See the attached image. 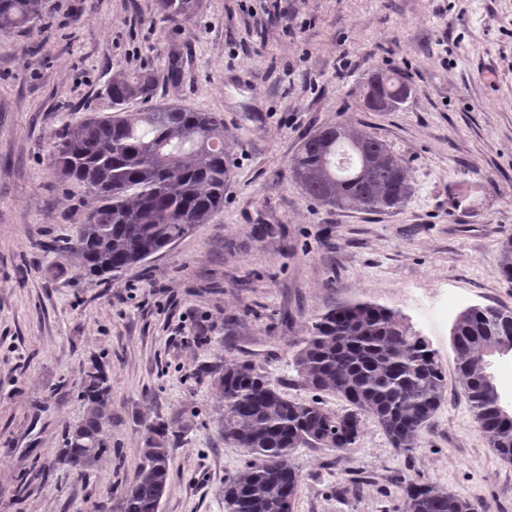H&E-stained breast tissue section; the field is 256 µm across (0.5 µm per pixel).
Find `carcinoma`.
Returning a JSON list of instances; mask_svg holds the SVG:
<instances>
[{
  "instance_id": "carcinoma-1",
  "label": "carcinoma",
  "mask_w": 512,
  "mask_h": 512,
  "mask_svg": "<svg viewBox=\"0 0 512 512\" xmlns=\"http://www.w3.org/2000/svg\"><path fill=\"white\" fill-rule=\"evenodd\" d=\"M176 21L198 0H156ZM41 0H0V31L35 21ZM159 76L120 74L111 79L112 113L89 116L62 133L52 152L61 178L93 187L97 200L63 248L80 259L85 274L102 278L146 261L208 224L224 207L231 160L224 149V116L178 104L131 110L154 97ZM367 107L398 108L408 84L377 71L364 82ZM293 179L313 200L339 210L386 212L413 193L404 162L384 141L349 125H327L307 136L292 159ZM457 370L482 431L498 455L512 461V420L488 375L482 354L512 352V309L469 306L453 326ZM293 365L313 391L333 394L348 408L326 410L318 399L288 398L267 371L232 363L214 372L224 410V441L252 460L224 480L226 512H293L300 475L298 448L338 452L359 438L370 415L392 447L409 452L438 411L444 376L435 352L400 312L372 302L334 306L321 314L293 355ZM84 418L64 433L58 458L82 474L112 453L103 438L110 389L100 368L82 382ZM141 463L114 512H158L170 476L169 427H146ZM404 512H475L474 504L433 485L409 482Z\"/></svg>"
}]
</instances>
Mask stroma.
Instances as JSON below:
<instances>
[{
    "label": "stroma",
    "mask_w": 512,
    "mask_h": 512,
    "mask_svg": "<svg viewBox=\"0 0 512 512\" xmlns=\"http://www.w3.org/2000/svg\"><path fill=\"white\" fill-rule=\"evenodd\" d=\"M43 5L0 32V512H100L156 422L174 433L159 512H225L224 481L250 455L221 435L212 369L250 363L311 400L293 354L349 301L401 312L436 352L443 399L411 452L369 417L346 452L297 449L293 512H404L412 480L512 512V463L477 423L452 346L461 309H512L499 269L512 242V0H199L175 23L155 0ZM378 69L410 87L396 110L363 102ZM120 72L159 75L155 102L223 114L233 166L210 223L101 279L49 248L92 204L51 152L67 123L111 112ZM337 122L404 160V206L331 209L294 182L302 139ZM451 294L457 306L424 315ZM97 366L112 452L82 475L57 455Z\"/></svg>",
    "instance_id": "obj_1"
}]
</instances>
